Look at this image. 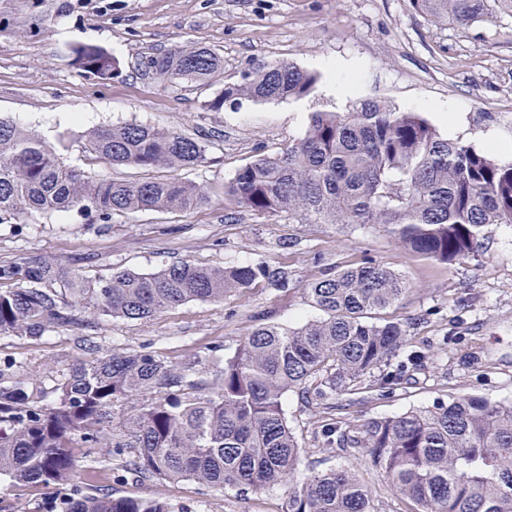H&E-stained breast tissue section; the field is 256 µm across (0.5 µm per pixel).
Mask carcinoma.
Returning <instances> with one entry per match:
<instances>
[{
    "mask_svg": "<svg viewBox=\"0 0 512 512\" xmlns=\"http://www.w3.org/2000/svg\"><path fill=\"white\" fill-rule=\"evenodd\" d=\"M47 0H0V32L32 34L27 11ZM437 22L468 25L487 0H413ZM73 64L101 80L120 66L95 45L71 49ZM223 68L208 48L175 46L150 60L173 84L207 83ZM317 76L288 62L254 68L205 103L209 112L244 101L301 100ZM84 149L144 172L189 168L205 146L140 123L95 129ZM225 194L255 215L290 224H385L405 249L451 264L472 256L488 224H512V163L442 136L419 112L366 99L343 112L309 115L304 135L236 171ZM208 202L176 179L97 181L63 167L53 147L0 117V224L31 212L75 211L106 222L114 213L190 211ZM8 283L4 289L1 284ZM259 284L286 292L288 267L266 260L208 267L181 260L151 273L116 270L90 280L47 259L0 265V336L39 338L95 320H147L190 301L221 302ZM405 281L371 258L327 268L307 294L322 318L297 328L258 324L231 355L176 365L148 351L114 352L62 371L45 399L36 379L0 363V476L17 492L67 489L94 448H132L126 465L143 479L206 488L288 489V512H375L373 493L347 466L297 481L303 449L283 396L316 382L323 405L365 382L391 393L403 380L392 362L411 323L376 321L398 303ZM327 445L361 448L407 503L405 512H512V402L461 393L446 403L368 419L347 431L324 425ZM62 512H172L162 499L96 491L61 499Z\"/></svg>",
    "mask_w": 512,
    "mask_h": 512,
    "instance_id": "obj_1",
    "label": "carcinoma"
}]
</instances>
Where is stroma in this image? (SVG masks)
I'll list each match as a JSON object with an SVG mask.
<instances>
[{"instance_id": "1", "label": "stroma", "mask_w": 512, "mask_h": 512, "mask_svg": "<svg viewBox=\"0 0 512 512\" xmlns=\"http://www.w3.org/2000/svg\"><path fill=\"white\" fill-rule=\"evenodd\" d=\"M81 44L118 60V76L103 81L73 67L70 50ZM177 45L218 53L221 82L285 61L317 75L315 93L205 111L220 82L176 85L145 66ZM326 61L351 68L355 100L383 99L423 113L443 136L512 162V5L506 0H488L485 14L464 28L432 22L412 0H51L37 35L0 34V115L58 147L66 167L98 180L142 178L141 170L90 159L83 143L100 126L149 124L203 138V163L159 174L203 186L210 196L189 212L119 213L105 223L74 211L28 214L0 224V265L44 257L105 279L116 269L150 273L185 259L204 266L264 259L287 265L294 281L285 292L260 284L243 296L192 301L148 320L115 318L36 339L0 336V361L38 374L49 388L58 369L118 351L145 349L180 363L220 342L229 355L261 314L287 328L320 318L308 284L325 268L369 255L404 278L406 292L386 314L414 322L412 347L424 360L392 394L339 396L337 417L354 426L464 392L512 402V224L487 225L474 256L446 265L400 247L380 224L276 223L225 195V184L257 154L302 137L310 112L344 110L326 92ZM444 110L458 121L443 122ZM492 140L498 149H489ZM285 239L294 247L283 248ZM283 407L303 449L302 475L348 466L373 488L377 512H404L366 453L339 455L325 447L320 425L327 413L313 397L294 391ZM95 455L93 479L78 476L69 495L92 485L117 496L165 498L172 512H288L284 489L165 486L125 472L116 449Z\"/></svg>"}]
</instances>
